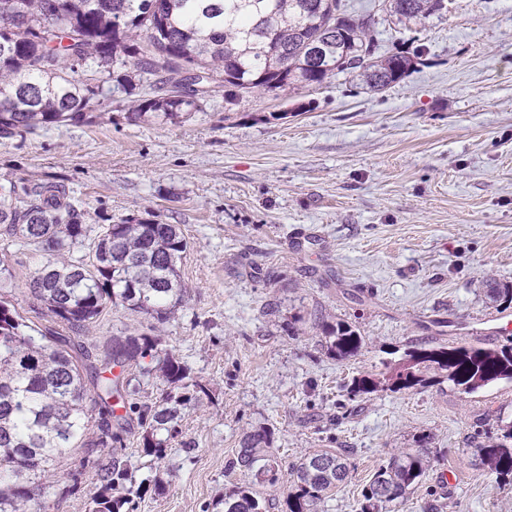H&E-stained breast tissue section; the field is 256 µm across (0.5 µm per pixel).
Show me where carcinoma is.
Returning <instances> with one entry per match:
<instances>
[{
  "instance_id": "obj_1",
  "label": "carcinoma",
  "mask_w": 512,
  "mask_h": 512,
  "mask_svg": "<svg viewBox=\"0 0 512 512\" xmlns=\"http://www.w3.org/2000/svg\"><path fill=\"white\" fill-rule=\"evenodd\" d=\"M379 11L422 23L448 12V0H379ZM28 27L15 29L14 19ZM372 17H356L344 0H0V138L40 127L102 119L115 89L133 119L179 123L202 111L211 83L233 101L251 89L320 87L360 72L381 91L414 67L404 51L376 55ZM94 82L75 77L76 68ZM87 212L56 181L0 187V226L46 260L28 292L49 317L26 322L8 297L12 274L0 260V512H47V478L69 448L92 456L120 439L137 419L145 450L162 456L180 433L184 411L207 394L189 368L160 348L157 335L114 336L94 353L75 337L111 308L165 319L181 301L180 263L188 241L174 224L154 219L103 224L90 236ZM489 297L512 304V287L489 284ZM327 351L348 360L361 351L358 329L324 326ZM150 358L141 374L167 386L151 404L134 401L131 379L114 374ZM512 381V345L415 348L388 375L352 378L349 395L400 392L448 382L465 393ZM272 432L244 433L229 471L250 476L224 491V512H323L328 494L349 477L348 449L325 448L292 467L284 498L281 471L266 448ZM499 481L512 479V423L476 448ZM431 468L422 448L390 456L362 491L360 512H393ZM92 512L129 503L128 471L98 465Z\"/></svg>"
}]
</instances>
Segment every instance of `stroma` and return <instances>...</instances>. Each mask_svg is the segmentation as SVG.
<instances>
[{
    "label": "stroma",
    "mask_w": 512,
    "mask_h": 512,
    "mask_svg": "<svg viewBox=\"0 0 512 512\" xmlns=\"http://www.w3.org/2000/svg\"><path fill=\"white\" fill-rule=\"evenodd\" d=\"M374 31L379 53L424 50L379 92L350 72L294 94H219L178 125L134 122L117 97L98 123L0 139V184L56 180L90 224L152 217L188 241L169 320L120 307L80 336L89 347L160 336L208 390L163 458L135 424L113 443L139 487L128 512H224L225 488L248 481L226 462L263 427L286 470L348 449L349 479L325 512H359L376 469L422 442L432 467L399 512H512V483L474 451L512 421V382L346 390L421 344L512 343V331L485 332L502 311L488 282L512 284V0H451L425 26ZM0 256L29 315L26 282L43 257L2 234ZM502 312L512 320V307ZM338 321L364 337L358 356L328 353L322 325ZM97 463L66 452L49 512H90Z\"/></svg>",
    "instance_id": "1"
}]
</instances>
